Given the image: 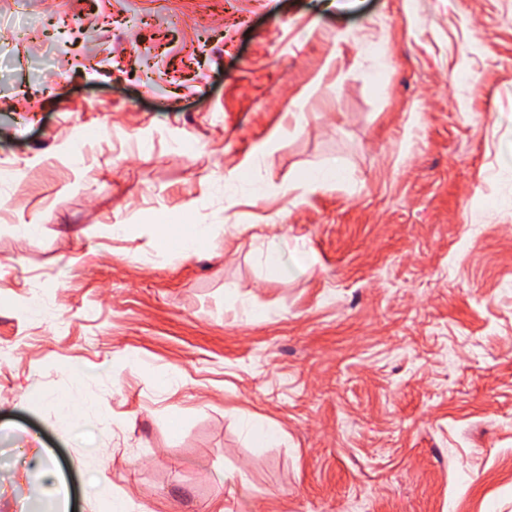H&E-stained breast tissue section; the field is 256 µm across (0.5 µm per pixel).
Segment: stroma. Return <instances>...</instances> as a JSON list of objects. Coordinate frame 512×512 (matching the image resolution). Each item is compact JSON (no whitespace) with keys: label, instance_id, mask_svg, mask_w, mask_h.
Listing matches in <instances>:
<instances>
[{"label":"stroma","instance_id":"1","mask_svg":"<svg viewBox=\"0 0 512 512\" xmlns=\"http://www.w3.org/2000/svg\"><path fill=\"white\" fill-rule=\"evenodd\" d=\"M327 3L0 0V512L35 437L71 512H512V0ZM343 172L344 167L342 163L336 160L335 165L321 168L305 178L298 179L292 183H288L282 187L281 193L283 197H288L291 192L302 190L300 194L294 196L290 200V203L295 206L299 201L303 200L305 193L334 186L336 181L341 179ZM154 225L164 245L162 252L164 259L190 258L199 255L201 248L215 236L214 224H191L188 225L187 234L170 241L168 234L174 224H169V218L165 213L158 214ZM251 239L252 245L258 243L255 249L267 268L274 269L283 276L292 274L290 258L284 253L281 241L277 236L254 234Z\"/></svg>","mask_w":512,"mask_h":512}]
</instances>
